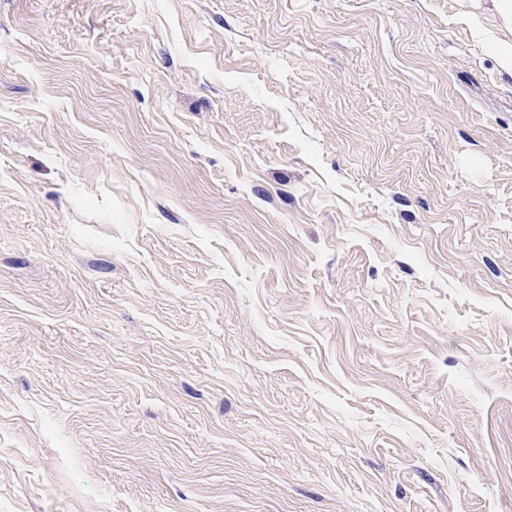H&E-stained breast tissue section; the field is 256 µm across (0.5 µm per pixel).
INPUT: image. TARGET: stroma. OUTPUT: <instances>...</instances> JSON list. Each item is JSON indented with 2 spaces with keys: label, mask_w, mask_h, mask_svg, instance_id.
<instances>
[{
  "label": "stroma",
  "mask_w": 512,
  "mask_h": 512,
  "mask_svg": "<svg viewBox=\"0 0 512 512\" xmlns=\"http://www.w3.org/2000/svg\"><path fill=\"white\" fill-rule=\"evenodd\" d=\"M502 37L0 0V512H512Z\"/></svg>",
  "instance_id": "stroma-1"
}]
</instances>
